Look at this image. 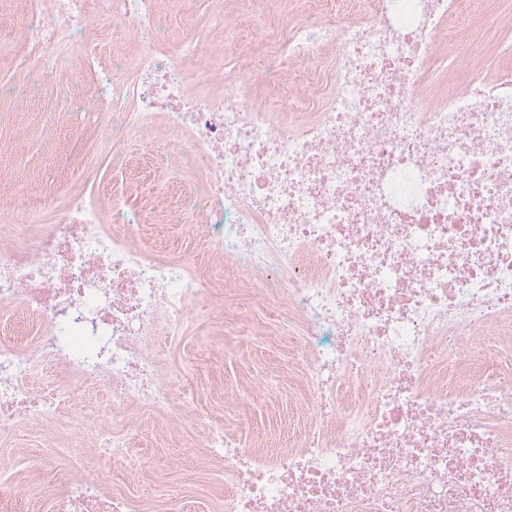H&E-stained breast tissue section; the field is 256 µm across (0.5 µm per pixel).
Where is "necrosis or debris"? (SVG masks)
<instances>
[{
  "mask_svg": "<svg viewBox=\"0 0 512 512\" xmlns=\"http://www.w3.org/2000/svg\"><path fill=\"white\" fill-rule=\"evenodd\" d=\"M156 4L32 0L10 32L0 101L79 104L97 157L126 166L139 140L162 185L150 209L105 207L85 168L49 222L17 174L0 204V325L28 329L0 334V439L30 417L50 432L51 512H138L71 480L73 428L105 395L123 460L130 412L193 421L195 376L159 339L198 319L287 344L301 417L284 448L200 428L224 470L214 512H512V66L468 57L460 0H316L256 33L260 65L231 68L236 8L202 54L162 37ZM117 30L136 51L100 71ZM185 215L192 254L145 243Z\"/></svg>",
  "mask_w": 512,
  "mask_h": 512,
  "instance_id": "4bbe7bcc",
  "label": "necrosis or debris"
}]
</instances>
